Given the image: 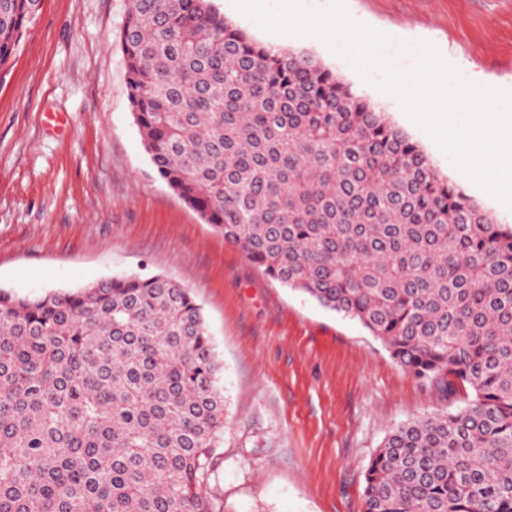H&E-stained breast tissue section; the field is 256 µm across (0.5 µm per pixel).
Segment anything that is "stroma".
<instances>
[{
	"instance_id": "stroma-1",
	"label": "stroma",
	"mask_w": 512,
	"mask_h": 512,
	"mask_svg": "<svg viewBox=\"0 0 512 512\" xmlns=\"http://www.w3.org/2000/svg\"><path fill=\"white\" fill-rule=\"evenodd\" d=\"M252 37L316 57L411 137L449 181L512 225L403 112L363 82L343 43L270 33L213 0ZM389 35L406 71L427 40L464 79L512 90V0H346ZM128 0H42L0 71V289L36 296L119 275L191 290L224 364V429L205 485L216 512H365L364 473L398 424L464 402L401 368L358 322L254 267L158 177L135 123L119 33Z\"/></svg>"
}]
</instances>
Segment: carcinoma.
<instances>
[{
  "mask_svg": "<svg viewBox=\"0 0 512 512\" xmlns=\"http://www.w3.org/2000/svg\"><path fill=\"white\" fill-rule=\"evenodd\" d=\"M41 0H0V68ZM132 114L157 175L280 285L465 405L394 428L366 512H512V227L308 53L212 0H129ZM223 366L157 274L0 289V512H214Z\"/></svg>",
  "mask_w": 512,
  "mask_h": 512,
  "instance_id": "obj_1",
  "label": "carcinoma"
}]
</instances>
